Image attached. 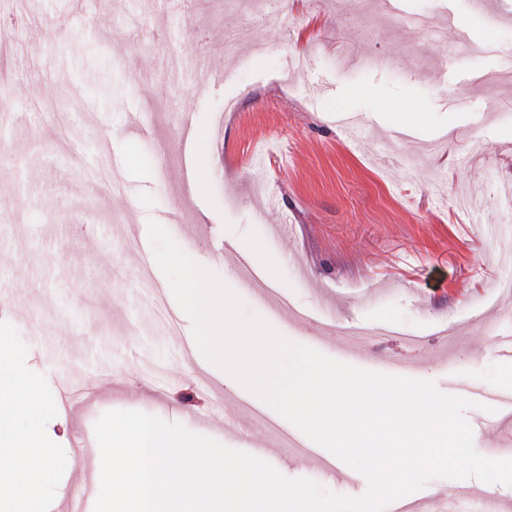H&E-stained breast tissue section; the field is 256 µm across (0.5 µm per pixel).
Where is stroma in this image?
Here are the masks:
<instances>
[{
    "label": "stroma",
    "mask_w": 512,
    "mask_h": 512,
    "mask_svg": "<svg viewBox=\"0 0 512 512\" xmlns=\"http://www.w3.org/2000/svg\"><path fill=\"white\" fill-rule=\"evenodd\" d=\"M71 0H0V15L26 25L0 27L10 49L0 62V332L29 355L25 370L47 403L57 383L93 380L87 410L68 411L54 442L56 480L39 508L58 497L78 470L74 444L112 420L136 415L208 447L228 463L248 452L224 431L242 412L241 391L207 392L204 362L192 350L181 313L158 266L151 278L169 328L140 282V246L149 221L181 211L167 230L197 263L241 293L250 313L288 339L333 358L317 343L320 326L350 322L375 329L374 371L394 375L414 360L413 376L447 394L466 385L512 393V289L491 254L512 229V84L483 83V73L512 70V15L494 27L471 0H401L404 12H431L446 25L435 45L401 24L384 0H365L351 17L346 0H275L260 15L267 37L224 45L221 34L251 15L241 0H115L88 8L77 29L59 20ZM467 29L476 44L500 49L442 65L449 43ZM170 55L187 69L210 61L218 76L208 96L190 78L171 83ZM327 91L313 96V85ZM414 137L397 142L398 113ZM358 118L360 141L340 116ZM441 150L426 146L440 133ZM190 137L196 190L180 186L179 145ZM71 149L57 158L58 141ZM420 164L404 179L407 161ZM265 245L273 283L306 325L244 292L229 249ZM419 336L409 348L404 332ZM475 450L512 453V423L467 411ZM269 462L343 495L367 489L358 472L326 479L281 445Z\"/></svg>",
    "instance_id": "1"
}]
</instances>
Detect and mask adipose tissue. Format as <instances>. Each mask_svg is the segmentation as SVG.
I'll list each match as a JSON object with an SVG mask.
<instances>
[{
	"label": "adipose tissue",
	"instance_id": "1",
	"mask_svg": "<svg viewBox=\"0 0 512 512\" xmlns=\"http://www.w3.org/2000/svg\"><path fill=\"white\" fill-rule=\"evenodd\" d=\"M26 358L0 336V512H33L54 478L50 428L61 418L24 370ZM83 458L98 512H282L285 492L261 456L227 465L136 416L113 421Z\"/></svg>",
	"mask_w": 512,
	"mask_h": 512
}]
</instances>
